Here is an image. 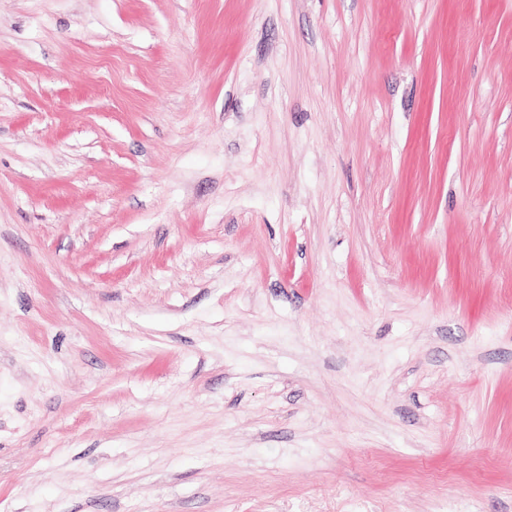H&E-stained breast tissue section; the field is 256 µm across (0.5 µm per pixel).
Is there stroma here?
Segmentation results:
<instances>
[{"instance_id":"stroma-1","label":"stroma","mask_w":512,"mask_h":512,"mask_svg":"<svg viewBox=\"0 0 512 512\" xmlns=\"http://www.w3.org/2000/svg\"><path fill=\"white\" fill-rule=\"evenodd\" d=\"M0 512H512V0H0Z\"/></svg>"}]
</instances>
